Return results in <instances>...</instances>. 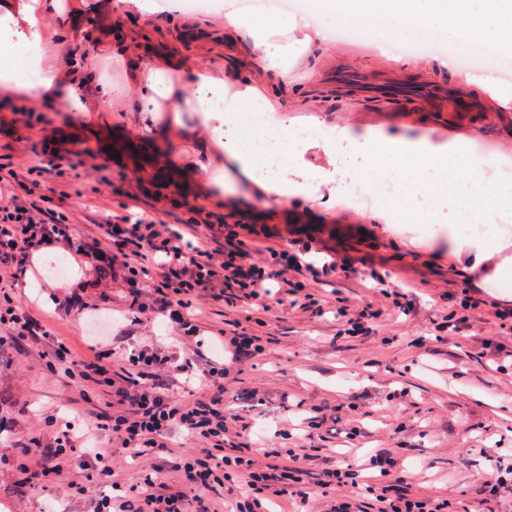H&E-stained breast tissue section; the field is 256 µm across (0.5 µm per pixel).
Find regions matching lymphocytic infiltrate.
Wrapping results in <instances>:
<instances>
[{"instance_id": "f902f5d3", "label": "lymphocytic infiltrate", "mask_w": 512, "mask_h": 512, "mask_svg": "<svg viewBox=\"0 0 512 512\" xmlns=\"http://www.w3.org/2000/svg\"><path fill=\"white\" fill-rule=\"evenodd\" d=\"M85 147L29 164L26 179L0 164V333L20 346L33 342L40 357H53L79 394L95 391L99 410H84L85 432L72 422L48 419L45 426L20 429L16 470L26 483L59 490L91 512H212L209 495L226 484L237 491L231 512H267V503L298 497L303 512H315L317 490L339 491L330 512H486V502L512 490V468L479 475L482 496L460 504L448 492L396 471L388 452L346 458L317 469L318 430L327 418L319 410L297 409L299 434L282 432L289 448H269L256 439L249 422L227 406L232 366L261 354L264 339L251 333L255 314L268 311L271 282L288 271L311 275L353 274L346 262L306 260L304 252L272 253L270 261L252 255L255 225H225L226 246L208 250L175 224L155 229L131 215H113L79 226L48 207L39 189L46 174L65 170L74 183L92 178L109 183L106 165ZM55 249L74 256L89 274L111 273L126 285L125 315L149 323L166 320L176 335L154 337L124 349L111 338L95 342L88 357L74 355L38 318L35 300H20L14 286L28 272L35 253ZM249 301L251 311L235 321L232 336L198 321L208 301ZM179 431L195 445L187 453L171 440ZM111 435L102 445L98 434ZM298 444H291V437ZM82 448L85 481L69 479L71 457ZM38 468H30L31 460ZM149 470L139 484L118 481L129 463Z\"/></svg>"}]
</instances>
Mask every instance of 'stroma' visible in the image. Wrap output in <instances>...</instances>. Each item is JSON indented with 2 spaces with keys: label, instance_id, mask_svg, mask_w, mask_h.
<instances>
[{
  "label": "stroma",
  "instance_id": "stroma-1",
  "mask_svg": "<svg viewBox=\"0 0 512 512\" xmlns=\"http://www.w3.org/2000/svg\"><path fill=\"white\" fill-rule=\"evenodd\" d=\"M26 2L34 20L19 22L14 35L0 42V67L14 69L27 53L47 52L60 72H76L69 87L81 108L73 112L60 102L32 98V105L51 108L59 118L28 144L18 138L21 124L13 111L20 98L0 90V162L21 173L34 150L63 153L84 142L101 150L112 169L111 184H85L78 190L68 176H48L41 191L52 197L54 208L79 225L123 214L128 206L155 223L181 224L190 217L187 204L196 203L203 208L196 235L204 247L223 245L225 217L242 213L249 223L269 230L254 240L261 258L297 241L358 268L355 276H320L308 290L329 307L340 297L359 306L372 303L379 315L363 335H342V321L319 316L312 307L276 304L267 315L261 330L265 351L244 365L231 388L235 410L258 436L288 428L289 404L296 398L305 408L334 418L332 426L321 430L326 466L335 465L345 452V433L354 425L362 432L355 454L392 450L400 469L470 500L479 496L476 473L490 468L476 447L478 439L498 448L504 464L512 466V381L491 371L479 356L482 339L498 330L495 308H512V239L501 244L493 234L483 236L482 248L492 258L479 264L449 239L444 215L430 223L377 224L370 210H325L301 198L284 205L239 203L216 187L217 169L203 167L202 145L211 130L190 112L175 118L167 111H140L141 91L129 81L127 63L172 57L217 73L254 74L264 83L271 106L295 125L321 113L356 135L384 127L434 141L460 137L467 151L482 159L502 154L503 142L512 136V112L495 109L499 98L512 96V80L497 70L459 64L446 71L435 54L419 56L418 66L411 67L406 54L390 43L362 38L317 42L303 52L295 31L284 47L287 74L276 69L257 74L251 68L253 38L246 29L231 28L224 9L127 13L117 9L116 0H72L64 12L58 0ZM350 69L362 71L371 82L398 76L453 86L471 79L486 89L468 111L444 102L435 110L420 103L413 111L395 112L336 88L335 71ZM35 266L19 281V295L39 296L51 333L68 346L83 348L82 320L56 312L50 296L61 288L81 287L92 302L96 290L85 289L87 276L80 264L59 251H40ZM374 270L408 285L407 314H394L388 301L373 298L365 279ZM466 292L479 308L475 319L460 327L457 341L415 347V340L432 333ZM0 356L12 367L9 380L0 382V394L9 397L7 409L17 425L52 416L72 418L74 389L49 369L47 359L9 343L0 345ZM401 386L406 393L399 397L395 391ZM392 411L404 424L397 433L388 424ZM0 505L8 510L19 505L25 512H46L51 506L64 512L67 502L60 494L10 480L0 487Z\"/></svg>",
  "mask_w": 512,
  "mask_h": 512
}]
</instances>
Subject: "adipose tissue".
<instances>
[{
	"label": "adipose tissue",
	"mask_w": 512,
	"mask_h": 512,
	"mask_svg": "<svg viewBox=\"0 0 512 512\" xmlns=\"http://www.w3.org/2000/svg\"><path fill=\"white\" fill-rule=\"evenodd\" d=\"M317 7L330 16L332 25L359 26L362 36L374 40L442 36L451 41L490 42L501 53L512 54V0H317ZM29 63L42 75L39 84L4 70L0 71V87L18 95L37 93L51 100L61 99L65 86L50 58L39 52ZM177 68L186 93L179 101H172V110L197 113L200 124L211 130L204 157L220 166L217 184L229 195L277 204L301 197L330 209L354 188V164L360 158L370 159L373 169L395 183L402 191V201L413 207L425 201L453 211L472 206L475 198L485 193L484 186L476 181L465 199L445 189L443 180L449 164H456L469 176L482 165L465 151L461 139L435 142L384 128L357 137L322 116L297 129L282 115L262 121L259 131L254 132L228 117L225 105L231 86L237 99L261 100L263 94L252 78L218 76L188 61L178 63ZM312 146L319 147L329 163L328 169L318 174L311 172L304 159ZM317 182L327 185L325 194L314 195Z\"/></svg>",
	"instance_id": "obj_1"
}]
</instances>
